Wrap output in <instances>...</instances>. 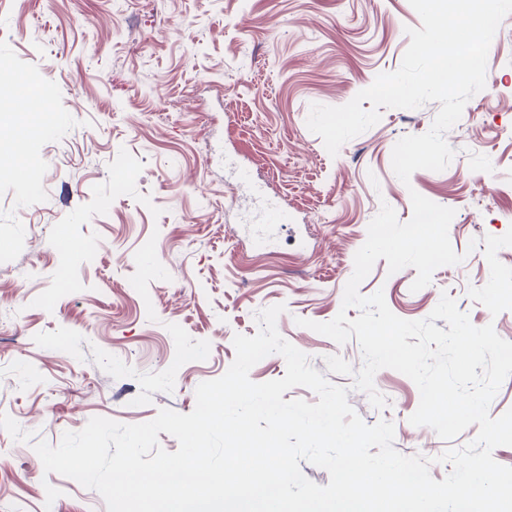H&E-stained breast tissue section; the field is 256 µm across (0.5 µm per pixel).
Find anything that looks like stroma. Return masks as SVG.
Listing matches in <instances>:
<instances>
[{"mask_svg": "<svg viewBox=\"0 0 512 512\" xmlns=\"http://www.w3.org/2000/svg\"><path fill=\"white\" fill-rule=\"evenodd\" d=\"M420 25L409 0H0V144L16 138L34 157L24 174L0 171V414L55 446L97 416L189 413L196 387L232 364L234 336L255 335L256 312L276 304L279 333L316 370L329 355L360 368L356 340L297 321L342 310L370 221L385 203L408 221L414 191L455 209L463 261L414 293L416 269L392 274L381 259L360 293L383 291L411 321L446 293L512 341V15L485 89L446 134L445 170L405 184L391 165L436 102L383 110L334 157L306 125L311 104H346L396 70ZM46 92L48 123L16 122ZM239 167L253 189L237 185ZM271 203L288 222L270 233L255 220ZM328 375L367 424L394 423L395 449L431 458L435 480L452 470L436 456L477 435L448 443L411 425L420 394L395 370L374 377L380 411L351 377ZM0 512L107 508L0 429Z\"/></svg>", "mask_w": 512, "mask_h": 512, "instance_id": "obj_1", "label": "stroma"}]
</instances>
